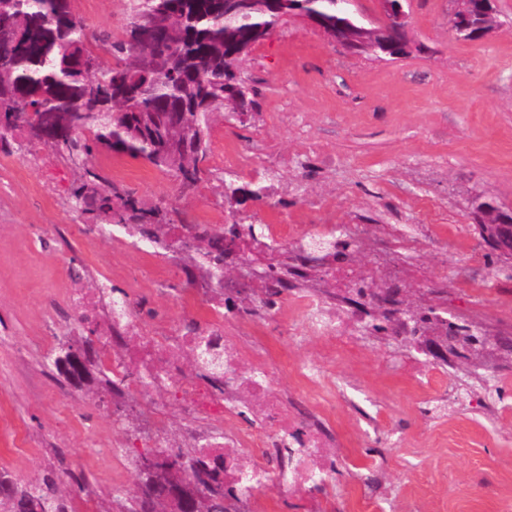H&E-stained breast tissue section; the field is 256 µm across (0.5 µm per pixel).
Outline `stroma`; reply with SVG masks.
Wrapping results in <instances>:
<instances>
[{
  "instance_id": "1",
  "label": "stroma",
  "mask_w": 512,
  "mask_h": 512,
  "mask_svg": "<svg viewBox=\"0 0 512 512\" xmlns=\"http://www.w3.org/2000/svg\"><path fill=\"white\" fill-rule=\"evenodd\" d=\"M75 7L91 30L122 37L128 0H75ZM495 7L493 32L461 43L448 30L454 0H407L409 33L424 49L392 62L348 53L290 19L244 56L259 113L244 124L214 123L206 171L190 196L173 173L144 160L99 151L92 163L107 177L120 164L125 176L117 188L167 199L177 224L204 214L213 224L363 225L348 261L373 283L396 282L403 307L436 306L499 332L512 321V264L484 242L471 211L477 197L512 211V0H495ZM258 135L290 159L276 168L277 180L302 190L227 201L217 159L225 145ZM303 141L334 154L335 166L299 154ZM40 152L41 170L23 168L16 156L0 162V179L13 182L0 195V472L30 481L78 469L82 483L59 486L73 512H126L139 487L137 451L127 442L142 424V403L132 394L113 404L99 366L91 368V386L66 384L57 374L61 349L84 347L90 335L46 333L40 290L65 287L66 277L55 253L31 246V227L69 224L77 215L66 204L72 168L50 148ZM45 178L54 181L55 196L35 201L33 188ZM429 236L439 245L426 244ZM467 269L495 275L498 287L467 296ZM299 330L295 312L286 310L268 343L291 362L325 359L328 374L347 388L330 402L336 512H359L352 463L380 452L393 512H512V353L444 361L427 344L365 333L328 358L320 340L298 342ZM412 357L442 396L445 418L424 412L414 384L398 373L396 361ZM485 377L500 388L492 412L477 404ZM88 427L106 447H123V458L88 447Z\"/></svg>"
}]
</instances>
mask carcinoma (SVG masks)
I'll list each match as a JSON object with an SVG mask.
<instances>
[{
  "label": "carcinoma",
  "mask_w": 512,
  "mask_h": 512,
  "mask_svg": "<svg viewBox=\"0 0 512 512\" xmlns=\"http://www.w3.org/2000/svg\"><path fill=\"white\" fill-rule=\"evenodd\" d=\"M75 0H0V149L15 154L36 120L48 133L36 142L73 169L67 201L90 223L141 232L143 225H171L163 202L146 203L105 181L89 163L96 148L142 158L175 173L184 190L199 181L210 130L218 115L243 121L257 108L244 77L233 85L239 63L260 39L291 17L312 16L324 33L362 26L342 0H242L224 18L227 0H128L126 36L87 28ZM120 59L99 61L95 47ZM187 142L170 150V142ZM224 198L262 201L267 187L246 189L222 181ZM197 269L224 266V231L202 236ZM193 477L208 478L214 493L233 494L219 476L223 468L191 455ZM61 477L44 473L20 482L0 473V512H69L59 495Z\"/></svg>",
  "instance_id": "cac0c4a2"
}]
</instances>
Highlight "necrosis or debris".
<instances>
[{"label":"necrosis or debris","mask_w":512,"mask_h":512,"mask_svg":"<svg viewBox=\"0 0 512 512\" xmlns=\"http://www.w3.org/2000/svg\"><path fill=\"white\" fill-rule=\"evenodd\" d=\"M363 231L359 224H258L253 236H242L232 249L235 261H252L256 271L266 270L259 257L277 253L287 258L294 273H303L302 258L322 260L343 254ZM93 244L103 235L93 224H39L32 238L41 247L70 249L74 237ZM145 254H160L165 273L176 274L184 285L177 298L178 316L153 313V298L141 283L155 274L156 266H145L125 274L126 285L113 292L112 271L100 274L95 292L69 278L60 293H47L53 304L52 329L81 328L97 318L103 328L96 355L103 370L112 375V396L120 399L137 392L146 406L144 432L154 447H166L163 433L167 406H178L188 417L184 433L195 440L197 449L210 458L224 461V481L237 496L250 497L267 483L278 484L297 498L303 512H335L336 494L329 482L336 469L330 449L337 434L330 422L327 396L335 395L336 383L325 378L323 361L294 364L296 392L274 388L277 364L266 352L253 354L250 367H243L244 349L230 328L245 319L269 329L278 324L286 307H294L301 333L326 340L329 349L347 346L368 326L366 313L384 309L387 333L405 338L421 336L425 325L400 315L390 289L372 288L367 272L343 266L330 273L340 282L335 299L293 287L292 276H282L273 289L262 293L255 311L237 315L225 312L208 300V293L222 287L225 297L251 289L250 279H227L222 284L196 280L187 271L170 266L169 252L142 244ZM196 359L194 374L183 372L180 359ZM162 390L165 401L154 399ZM249 451L248 471L237 463L238 449Z\"/></svg>","instance_id":"4bbe7bcc"}]
</instances>
